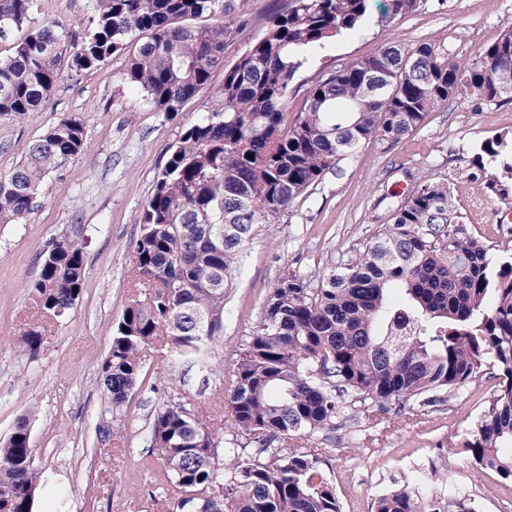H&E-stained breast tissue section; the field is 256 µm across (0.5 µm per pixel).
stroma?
<instances>
[{
  "mask_svg": "<svg viewBox=\"0 0 512 512\" xmlns=\"http://www.w3.org/2000/svg\"><path fill=\"white\" fill-rule=\"evenodd\" d=\"M92 14L91 0H33L31 17L63 23L78 36ZM509 25L512 0H425L419 13L391 27L338 41L328 64L338 67L388 45L422 42L468 61ZM127 67V55L114 56L103 69L63 78L38 112L0 118V179L63 116H77L87 134L84 151L47 176L26 221L0 224V443L20 415L31 413V442L42 473L35 512H166V481L149 431L167 390H183L201 402L211 429L228 428L235 351L269 291L284 272L319 277L351 259L387 223V197L397 188L443 182L490 256L512 254V192L488 189L476 161L486 137L512 143V103L477 109L464 98L449 99L410 141L361 144L247 246L224 302V334L213 345L212 371L187 363L171 368L162 357H148L147 385L132 392L124 409L108 412L101 365L135 292L129 260L141 210L172 146L216 105L224 84L223 67L215 68L199 93L166 114L130 88ZM64 236L82 245L85 280L71 317L57 322L43 319L28 285L52 243ZM39 320L46 332L33 357L17 339L22 326ZM499 383L496 370L487 368L444 403L397 401L376 420L306 437L302 444L321 449V470L336 489L341 512H371L377 498L402 488L442 507L465 496L476 512H512V485L495 472L477 470L465 448ZM104 427L109 437H101Z\"/></svg>",
  "mask_w": 512,
  "mask_h": 512,
  "instance_id": "obj_1",
  "label": "stroma"
}]
</instances>
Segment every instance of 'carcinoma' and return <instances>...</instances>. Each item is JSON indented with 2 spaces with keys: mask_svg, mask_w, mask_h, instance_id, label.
<instances>
[{
  "mask_svg": "<svg viewBox=\"0 0 512 512\" xmlns=\"http://www.w3.org/2000/svg\"><path fill=\"white\" fill-rule=\"evenodd\" d=\"M84 36L57 21L32 24L33 0H0V39L26 28L0 58V118L26 117L49 100L63 74L102 69L136 44L126 80L160 112H177L207 85L213 69L249 23L245 0H93ZM422 0H285L262 37L224 71L220 104L172 146L146 201L132 256L138 290L112 334L102 364L109 411L138 385L146 353L172 364L209 367L224 334V301L244 249L268 224L318 184L340 160L372 139L398 143L452 98V79L467 77L472 102H512V27L470 63L430 43L392 45L311 81L291 123L295 79L342 37L388 27L420 10ZM220 14L218 27L178 25ZM81 120L64 116L30 144L0 180V224L31 213L58 161L80 154ZM30 285L49 319L70 314L85 278L80 243H53ZM44 327L20 332L37 356ZM498 371L501 386L465 442L480 469L512 485V259L460 222L444 184L422 182L393 203L362 251L313 283L285 273L238 351L229 399L231 438L205 426L195 402L173 390L156 412L149 441L167 479L169 512H341L320 469L317 448L299 434L334 432L363 411L393 401L431 406ZM40 472L29 417L0 446V512H32ZM375 512H435L407 489L380 496Z\"/></svg>",
  "mask_w": 512,
  "mask_h": 512,
  "instance_id": "cac0c4a2",
  "label": "carcinoma"
}]
</instances>
